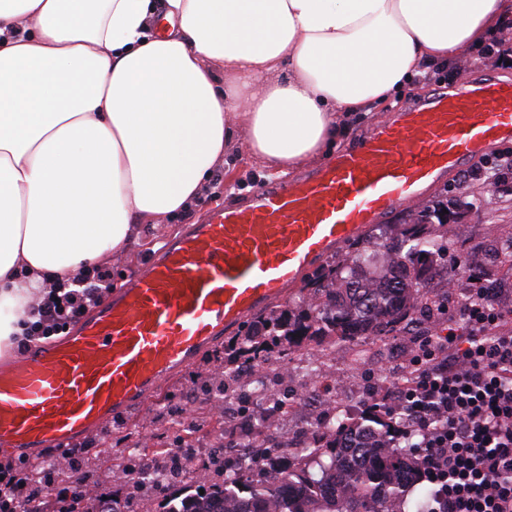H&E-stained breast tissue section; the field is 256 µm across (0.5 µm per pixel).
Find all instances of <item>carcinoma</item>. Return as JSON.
<instances>
[{
	"label": "carcinoma",
	"instance_id": "obj_1",
	"mask_svg": "<svg viewBox=\"0 0 512 512\" xmlns=\"http://www.w3.org/2000/svg\"><path fill=\"white\" fill-rule=\"evenodd\" d=\"M446 208L443 200H433L409 215L399 235L381 242L370 234L356 242L348 255L313 278L309 313L294 321L257 314L240 346L227 347L224 372L205 377L199 386L223 396L268 345L291 346L298 334L353 341L416 323L426 304L440 302L430 282L449 275L448 266L440 264L448 252ZM401 418L383 408L343 416L318 428L317 445L306 447L293 463L268 459L260 483L237 473L229 456L222 479L204 489L163 478L133 488L167 487L163 512H424V501H408L424 481L413 448L418 436L400 443L392 438ZM81 512H123L121 499L97 494L85 499Z\"/></svg>",
	"mask_w": 512,
	"mask_h": 512
}]
</instances>
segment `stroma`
I'll use <instances>...</instances> for the list:
<instances>
[{
	"instance_id": "35a3bbf8",
	"label": "stroma",
	"mask_w": 512,
	"mask_h": 512,
	"mask_svg": "<svg viewBox=\"0 0 512 512\" xmlns=\"http://www.w3.org/2000/svg\"><path fill=\"white\" fill-rule=\"evenodd\" d=\"M487 76L512 80V44L495 40L481 48L465 49L452 66L435 68L415 77L411 84L378 105L376 117H357L336 148L341 151L351 146L377 119L386 118L406 102L437 88L465 85ZM232 155L231 175L217 173L197 204L165 224L146 228L127 256L108 262L113 288L122 287L128 277L140 273L149 255L184 225L201 222L209 208L229 204L254 186L271 181V173L249 158L243 144H236ZM496 164L501 165L502 170L497 189L491 192L487 189L486 172ZM444 194L456 201L460 212L458 222L448 227L449 264L457 266L464 282L469 281L471 272H480L484 286L496 288L500 303L511 305L512 269H506L499 261L497 243L499 230L512 228V138L498 141L486 153L471 158L462 169L427 186L420 200L426 203ZM396 340L393 332L373 337L371 354L359 363L350 358V344L332 338H303L298 350L312 356L335 354L337 374L355 378L360 387L359 392L346 395L344 401L360 410L371 397L378 395L381 383L398 381V366L386 361L388 346ZM223 355V344L216 345L202 355L193 372L178 375L166 386V398L158 397L146 407L132 409L126 419L113 422L94 434L91 456L79 465L78 476L83 486L100 494L116 492L125 496L126 512H161L165 497L162 489L135 491L128 484L114 481L109 461L127 448L148 451L178 447L175 422L181 415L185 398L193 397L198 407L204 409L213 404L212 399L198 390L193 374L223 370Z\"/></svg>"
}]
</instances>
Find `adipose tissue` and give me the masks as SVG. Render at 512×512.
Masks as SVG:
<instances>
[{
    "label": "adipose tissue",
    "instance_id": "ef3b65f1",
    "mask_svg": "<svg viewBox=\"0 0 512 512\" xmlns=\"http://www.w3.org/2000/svg\"><path fill=\"white\" fill-rule=\"evenodd\" d=\"M512 0H0V355L48 282L186 211L244 140L284 176Z\"/></svg>",
    "mask_w": 512,
    "mask_h": 512
}]
</instances>
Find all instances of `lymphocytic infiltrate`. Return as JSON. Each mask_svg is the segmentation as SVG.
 <instances>
[{"label":"lymphocytic infiltrate","instance_id":"1","mask_svg":"<svg viewBox=\"0 0 512 512\" xmlns=\"http://www.w3.org/2000/svg\"><path fill=\"white\" fill-rule=\"evenodd\" d=\"M111 287V271L99 266L47 285L26 310L18 352L66 332ZM462 313L464 326L448 325L423 344L413 384L393 408L420 435L428 512H512V308L476 288ZM29 476L0 463V512H33Z\"/></svg>","mask_w":512,"mask_h":512}]
</instances>
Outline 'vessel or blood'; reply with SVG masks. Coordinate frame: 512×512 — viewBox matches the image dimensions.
<instances>
[{
	"instance_id": "obj_1",
	"label": "vessel or blood",
	"mask_w": 512,
	"mask_h": 512,
	"mask_svg": "<svg viewBox=\"0 0 512 512\" xmlns=\"http://www.w3.org/2000/svg\"><path fill=\"white\" fill-rule=\"evenodd\" d=\"M512 137V81L398 109L315 173L209 211L47 346L0 362V450L28 462L145 405L318 259Z\"/></svg>"
}]
</instances>
